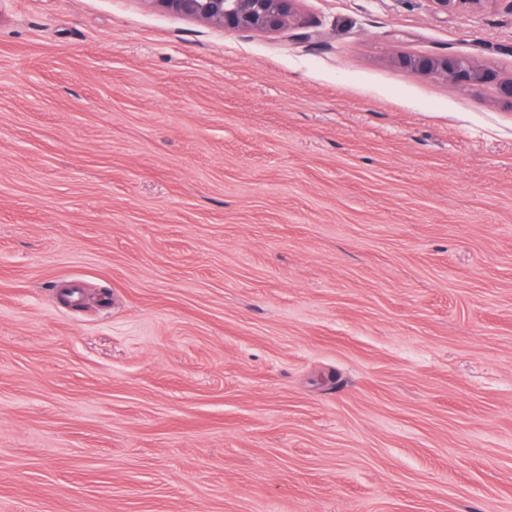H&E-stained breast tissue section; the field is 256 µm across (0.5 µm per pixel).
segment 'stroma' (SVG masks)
Returning a JSON list of instances; mask_svg holds the SVG:
<instances>
[{
	"label": "stroma",
	"mask_w": 512,
	"mask_h": 512,
	"mask_svg": "<svg viewBox=\"0 0 512 512\" xmlns=\"http://www.w3.org/2000/svg\"><path fill=\"white\" fill-rule=\"evenodd\" d=\"M294 10L0 0V512H512V5ZM296 0H156L164 10L194 17L230 32L292 29ZM395 64L402 69L462 88L490 85L496 88L501 98L512 103V78H504L495 69L480 65L468 56L406 54L397 57Z\"/></svg>",
	"instance_id": "35a3bbf8"
}]
</instances>
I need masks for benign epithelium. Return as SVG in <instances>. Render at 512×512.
Here are the masks:
<instances>
[{
	"label": "benign epithelium",
	"mask_w": 512,
	"mask_h": 512,
	"mask_svg": "<svg viewBox=\"0 0 512 512\" xmlns=\"http://www.w3.org/2000/svg\"><path fill=\"white\" fill-rule=\"evenodd\" d=\"M164 10L194 17L230 32H283L292 29L295 0H155ZM448 13L473 12L487 0H432ZM395 64L429 78L462 88L493 86L498 95L512 102V78L463 55L406 54Z\"/></svg>",
	"instance_id": "obj_1"
}]
</instances>
